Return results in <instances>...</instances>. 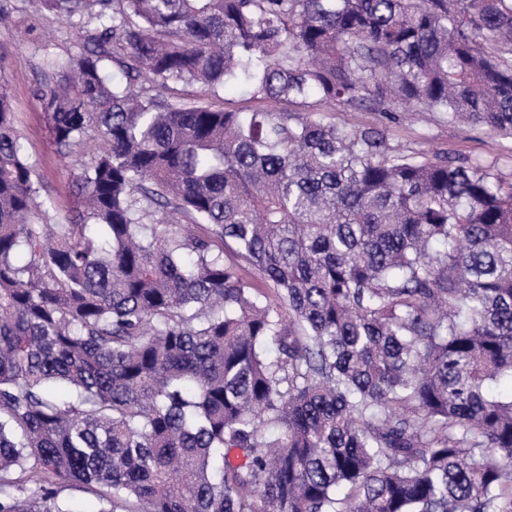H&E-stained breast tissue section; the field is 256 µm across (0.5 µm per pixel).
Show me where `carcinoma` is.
Segmentation results:
<instances>
[{
	"label": "carcinoma",
	"mask_w": 512,
	"mask_h": 512,
	"mask_svg": "<svg viewBox=\"0 0 512 512\" xmlns=\"http://www.w3.org/2000/svg\"><path fill=\"white\" fill-rule=\"evenodd\" d=\"M32 4L85 33L54 145L100 147L50 223L0 85V512H512V182L321 109L512 138V0ZM205 101L211 104L213 108L228 107L243 110L264 108L278 110L286 107L274 102L253 99L243 87L236 85L227 86L224 93H221L219 97H212ZM224 259L228 264L233 265L238 275L247 282H251L254 284L259 285L264 289L266 293L272 292V285L269 283L264 282V280L261 278L259 272L249 264H247L245 261H243L241 258H239L236 253L232 251L230 248H225L224 246Z\"/></svg>",
	"instance_id": "cac0c4a2"
}]
</instances>
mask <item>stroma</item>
Segmentation results:
<instances>
[{"label": "stroma", "instance_id": "35a3bbf8", "mask_svg": "<svg viewBox=\"0 0 512 512\" xmlns=\"http://www.w3.org/2000/svg\"><path fill=\"white\" fill-rule=\"evenodd\" d=\"M0 10L11 17L10 23L0 26V82L9 89L14 126L34 166V180L42 195L52 200L55 219L61 220L80 201V161L56 150L34 92L41 81L44 55L75 56L84 35L76 25L53 14L31 11L26 0H0ZM386 125L394 143L440 155H460L492 166L502 179H512L510 139L479 126L448 124L432 116L421 118L410 108L401 109L395 120Z\"/></svg>", "mask_w": 512, "mask_h": 512}]
</instances>
